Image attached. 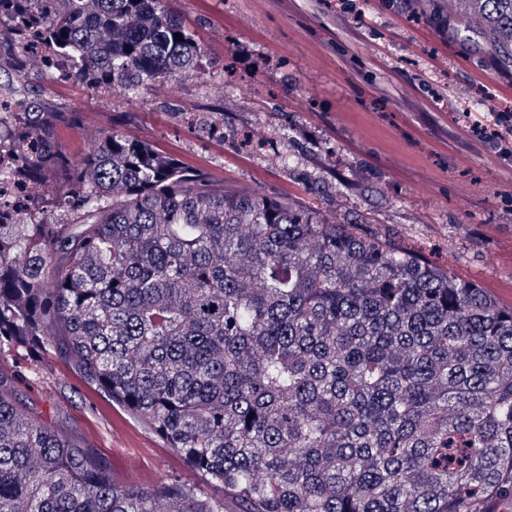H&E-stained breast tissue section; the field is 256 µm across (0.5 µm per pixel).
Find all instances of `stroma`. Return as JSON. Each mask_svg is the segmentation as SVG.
<instances>
[{"mask_svg":"<svg viewBox=\"0 0 512 512\" xmlns=\"http://www.w3.org/2000/svg\"><path fill=\"white\" fill-rule=\"evenodd\" d=\"M196 69L128 95L34 68L0 82L50 100L71 165L117 133L232 193L260 192L371 230L441 268L512 289V61L442 0H171ZM494 100L495 112L484 108ZM24 407L83 438L115 479L225 501L155 430L59 357L0 353ZM227 512H236L234 502Z\"/></svg>","mask_w":512,"mask_h":512,"instance_id":"35a3bbf8","label":"stroma"}]
</instances>
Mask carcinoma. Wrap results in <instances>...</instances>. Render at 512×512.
Segmentation results:
<instances>
[{"mask_svg":"<svg viewBox=\"0 0 512 512\" xmlns=\"http://www.w3.org/2000/svg\"><path fill=\"white\" fill-rule=\"evenodd\" d=\"M512 58V0H452ZM179 33L183 40H174ZM104 90L188 75L166 0H0V55ZM24 131L0 170L68 168L45 100L0 84ZM74 217L0 216V349L55 353L150 424L242 512H485L512 496V312L365 227L231 194L109 133L57 188ZM172 481L114 482L25 415L0 372V512H223Z\"/></svg>","mask_w":512,"mask_h":512,"instance_id":"cac0c4a2","label":"carcinoma"}]
</instances>
